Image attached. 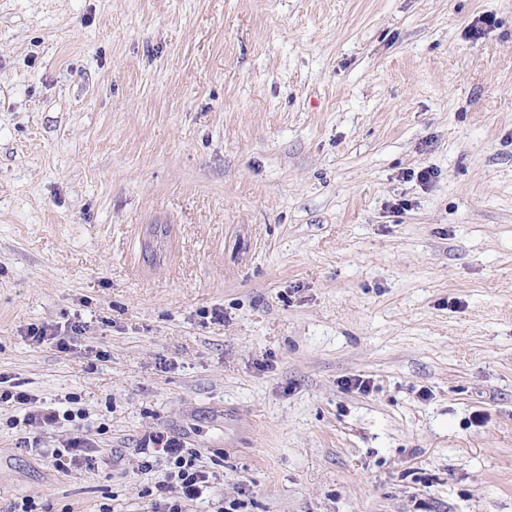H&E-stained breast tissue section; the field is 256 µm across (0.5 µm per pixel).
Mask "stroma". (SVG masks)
I'll return each mask as SVG.
<instances>
[{"instance_id": "35a3bbf8", "label": "stroma", "mask_w": 512, "mask_h": 512, "mask_svg": "<svg viewBox=\"0 0 512 512\" xmlns=\"http://www.w3.org/2000/svg\"><path fill=\"white\" fill-rule=\"evenodd\" d=\"M0 375V512H512V0H0ZM7 382V377L0 375V402L14 401L19 405L28 406L29 410L23 419L25 427L32 426L33 424L51 426L59 422L61 415L58 410L37 405L35 399L28 394L13 391V386H9V388L3 387L2 384ZM153 448L150 450L149 443L141 448L140 453L145 454L140 463L144 471H151L153 462L160 455L164 456L169 471L167 472V485H159L160 490L172 487L179 489L181 498L194 500L201 497L213 484L215 476L204 469L199 462V452L193 448H183L179 440L168 438L159 433L152 439ZM155 459V460H153ZM63 447L64 448H56L54 450L61 468L67 470L71 468H83V466L88 470L95 468V460L92 455H88V448L82 437L77 435L69 438Z\"/></svg>"}]
</instances>
